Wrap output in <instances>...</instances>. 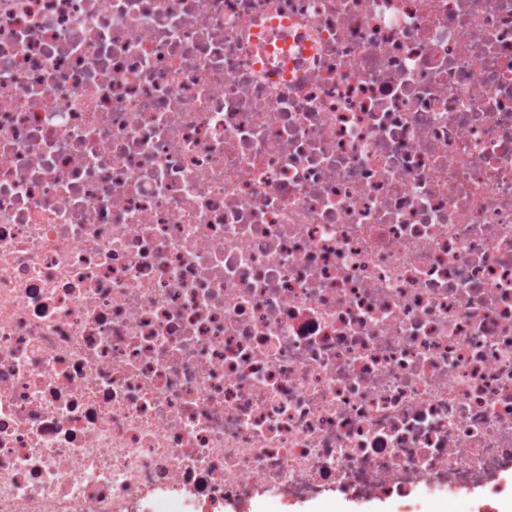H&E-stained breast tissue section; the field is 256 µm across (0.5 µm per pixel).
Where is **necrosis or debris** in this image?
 Segmentation results:
<instances>
[{
    "instance_id": "obj_1",
    "label": "necrosis or debris",
    "mask_w": 512,
    "mask_h": 512,
    "mask_svg": "<svg viewBox=\"0 0 512 512\" xmlns=\"http://www.w3.org/2000/svg\"><path fill=\"white\" fill-rule=\"evenodd\" d=\"M511 481L512 0H0V512Z\"/></svg>"
}]
</instances>
